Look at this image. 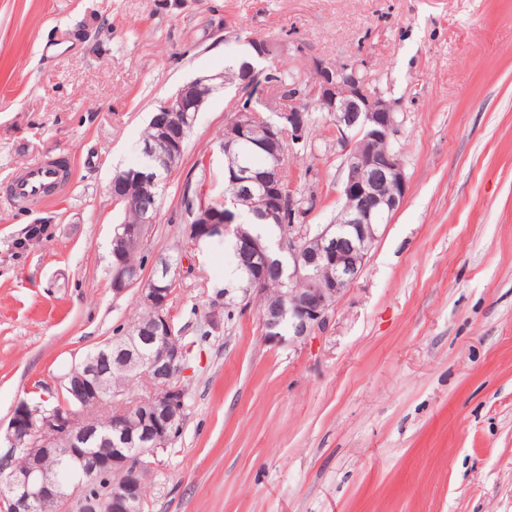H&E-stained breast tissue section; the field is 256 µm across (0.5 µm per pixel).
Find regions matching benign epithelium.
Masks as SVG:
<instances>
[{
  "instance_id": "benign-epithelium-1",
  "label": "benign epithelium",
  "mask_w": 512,
  "mask_h": 512,
  "mask_svg": "<svg viewBox=\"0 0 512 512\" xmlns=\"http://www.w3.org/2000/svg\"><path fill=\"white\" fill-rule=\"evenodd\" d=\"M313 70L321 73V82L308 91L307 97L319 103L329 113L343 147L341 196L348 216L347 231L328 224L323 231L309 237L294 225L288 238L277 243L280 251L288 253L294 262L291 277L304 269L315 268L326 272L324 277H312L306 288H290L288 295L270 303L261 314V325L266 339L306 341L326 327L329 313L345 290L360 276L369 252L379 238L380 225L375 223L380 213L391 214L402 204L408 190V181L399 151L380 148V141H393L397 132L394 102L380 91L368 86L367 77L359 76L357 66L350 63L329 65L320 61ZM224 87L219 74L202 76L181 85L177 91L161 101L151 118L157 133L145 144L142 155L153 166L173 172L181 165V155L175 151L171 133L184 137L191 129L209 97ZM288 105L274 106L277 121L255 125L258 114L252 107H236L232 121L238 129L236 138L247 140L262 136L259 144L268 151L281 143L278 132L304 137L307 127L303 97L293 93L286 99ZM126 181L142 182L135 172H124L109 184L112 201L122 204L131 200V192L116 193V187ZM232 182L241 187L240 198L225 207L224 223H219L216 211L205 205L189 208L188 226L183 250L178 260L164 257L154 260L153 287L140 289V301L153 312L149 323L126 332L122 341L112 345L108 340L98 346L97 353L85 358L65 377L66 389L77 407L68 406L43 410L22 404L10 420L4 441L7 448L0 451V472L6 474L0 486V500L6 502L9 512H45L57 503H74L79 512H139L142 485L149 466L131 460L122 448L112 449V457L97 459L89 471L112 479L110 499L89 491L86 481L63 468L55 476H47L44 463L57 456H77L80 442L88 437H102L105 432H121L128 440H137L140 456H153L159 447H166L176 431L173 410L182 402V387L173 383L176 373L183 369L184 348L172 342L173 323L169 312L171 289L166 280L171 273L184 269L187 253L196 249V242L223 228V224L237 219L238 203L252 194L256 186L266 200L265 218L280 217L283 209L298 207L293 192H285L279 168L259 179L247 170L232 173ZM157 209L141 212L139 223L123 225V232L114 236L113 254L119 260L113 269L111 288L122 294L136 286L143 276H130L121 263L122 256L131 247L145 250L152 225L157 223ZM48 233V224H28L13 247L27 251L42 241ZM318 242L308 249L307 243ZM245 250L255 268L268 261L271 244L260 238L244 242ZM288 319V336L277 332L282 319ZM145 342L151 351L142 356L138 345ZM122 368L141 371L148 377V394L128 402L110 391L109 376L112 362ZM135 413L139 418L136 434L126 430L127 417Z\"/></svg>"
}]
</instances>
